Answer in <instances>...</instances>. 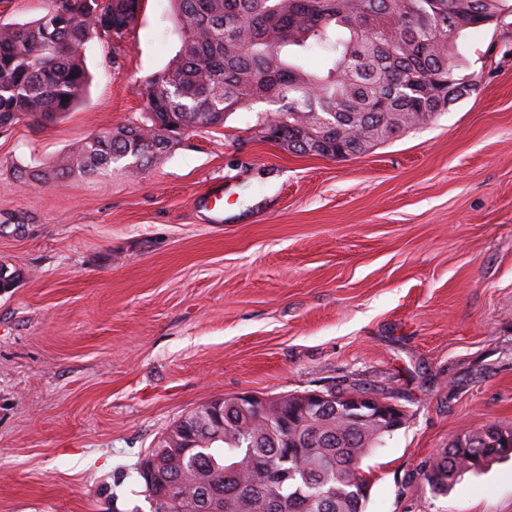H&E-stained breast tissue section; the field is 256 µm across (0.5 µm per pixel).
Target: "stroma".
<instances>
[{
  "instance_id": "1",
  "label": "stroma",
  "mask_w": 512,
  "mask_h": 512,
  "mask_svg": "<svg viewBox=\"0 0 512 512\" xmlns=\"http://www.w3.org/2000/svg\"><path fill=\"white\" fill-rule=\"evenodd\" d=\"M462 37L478 94L346 160L255 138L259 102L139 177L33 189L91 132L135 117L179 47L169 0L122 43L93 37L90 83L48 125L0 132V512H153L138 469L198 406L350 383L406 424L362 468L365 512H512V456L431 490L449 441L512 429V52ZM223 185L224 221L204 193Z\"/></svg>"
}]
</instances>
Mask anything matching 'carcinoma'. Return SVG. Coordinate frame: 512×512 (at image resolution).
I'll list each match as a JSON object with an SVG mask.
<instances>
[{
  "instance_id": "carcinoma-1",
  "label": "carcinoma",
  "mask_w": 512,
  "mask_h": 512,
  "mask_svg": "<svg viewBox=\"0 0 512 512\" xmlns=\"http://www.w3.org/2000/svg\"><path fill=\"white\" fill-rule=\"evenodd\" d=\"M129 0H51L27 23L0 24V129L50 123L70 112L87 73L84 49L96 34L120 42L136 21ZM179 49L148 85L137 119L88 136L52 169L19 170L26 183L93 175L125 161L142 174L201 128L224 126L247 104L278 105L258 115L253 134L276 129L288 150L343 159L361 155L429 121L479 90L458 51L464 32L512 16L508 0H169ZM321 52L324 63L306 65ZM197 408L166 432L186 445L179 464L161 438L154 512H364L361 463L391 431H360L334 415L305 422L287 405L277 413L224 400V432L181 436ZM294 448L299 460L288 459ZM512 455V429L486 425L456 438L424 473L446 493L462 476Z\"/></svg>"
}]
</instances>
